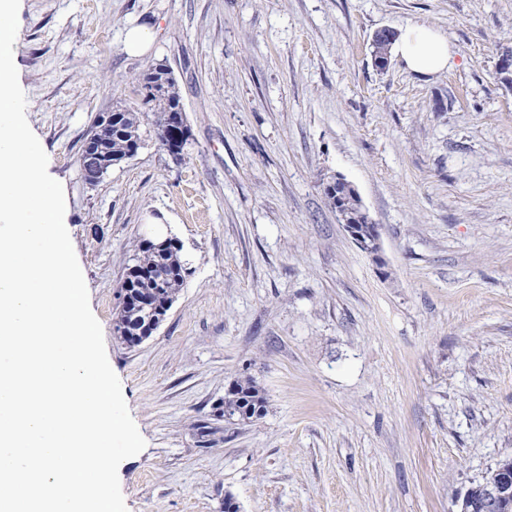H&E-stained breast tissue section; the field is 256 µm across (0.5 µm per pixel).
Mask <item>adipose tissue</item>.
I'll use <instances>...</instances> for the list:
<instances>
[{"label": "adipose tissue", "mask_w": 512, "mask_h": 512, "mask_svg": "<svg viewBox=\"0 0 512 512\" xmlns=\"http://www.w3.org/2000/svg\"><path fill=\"white\" fill-rule=\"evenodd\" d=\"M395 55L412 73L428 76L452 67L455 51L440 30L419 24H407L393 44Z\"/></svg>", "instance_id": "ef3b65f1"}]
</instances>
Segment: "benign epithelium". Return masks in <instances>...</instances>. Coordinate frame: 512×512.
Here are the masks:
<instances>
[{
  "label": "benign epithelium",
  "instance_id": "1",
  "mask_svg": "<svg viewBox=\"0 0 512 512\" xmlns=\"http://www.w3.org/2000/svg\"><path fill=\"white\" fill-rule=\"evenodd\" d=\"M84 157L81 168L86 181L90 183L100 180L112 169V163L99 159V150L93 137L85 142ZM324 191L336 210L339 223L343 224L354 243L376 262H382L378 224L369 214L356 188L337 173L327 181ZM499 466L507 474V479L482 486L481 499L478 501L464 498L462 512H481L483 509L504 505L512 498V459L501 461Z\"/></svg>",
  "mask_w": 512,
  "mask_h": 512
}]
</instances>
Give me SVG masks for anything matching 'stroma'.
I'll return each instance as SVG.
<instances>
[{"label":"stroma","instance_id":"obj_1","mask_svg":"<svg viewBox=\"0 0 512 512\" xmlns=\"http://www.w3.org/2000/svg\"><path fill=\"white\" fill-rule=\"evenodd\" d=\"M149 22L151 52L128 56ZM419 22L456 59L429 76L371 57ZM512 0H20L26 117L64 183L108 360L144 438L128 512H459L512 457ZM167 65L181 157L139 75ZM141 114L137 154L97 183L79 155L99 115ZM341 173L379 226L385 268L339 223ZM177 238L190 273L128 348L115 294L138 240ZM253 377L262 417L218 416ZM156 37L155 28L149 24H140L127 29L124 36V50L132 56L148 53Z\"/></svg>","mask_w":512,"mask_h":512}]
</instances>
